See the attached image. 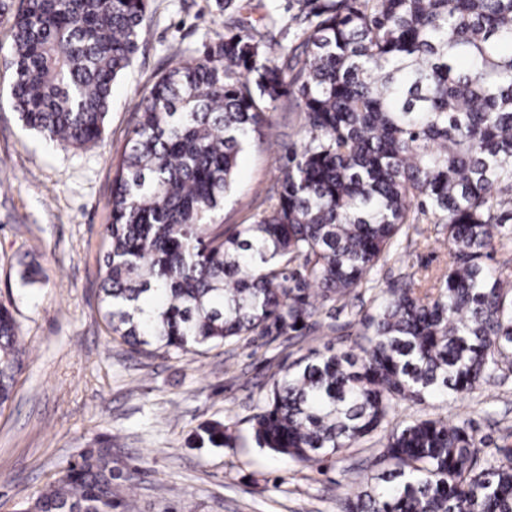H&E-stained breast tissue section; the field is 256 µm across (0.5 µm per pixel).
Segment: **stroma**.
<instances>
[{
    "mask_svg": "<svg viewBox=\"0 0 512 512\" xmlns=\"http://www.w3.org/2000/svg\"><path fill=\"white\" fill-rule=\"evenodd\" d=\"M223 30L216 0H150L139 52L112 89L103 138L76 150L45 142L11 111L10 32L0 20V305L13 313L27 351L15 398L0 409V512H18L102 441L121 470L116 500L134 497L138 512H340L341 497L386 467L375 437L305 466L258 447L249 422L280 367L311 349L353 346L357 315L373 308L371 292L359 290L346 307L321 315L315 333L266 345L245 338L165 355L131 350L106 329L100 231L137 105L161 71L198 55ZM268 119L275 136L242 153L225 224L249 223L265 208L280 157L303 138L294 99L281 98ZM28 262L41 270L32 286L19 275ZM447 267L440 226L418 224L374 277L385 290L408 273L433 280ZM401 416L472 417L481 435L497 439L512 428V372L466 398H430ZM208 420L230 425L233 447H189Z\"/></svg>",
    "mask_w": 512,
    "mask_h": 512,
    "instance_id": "1",
    "label": "stroma"
}]
</instances>
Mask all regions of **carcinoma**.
<instances>
[{
	"instance_id": "carcinoma-1",
	"label": "carcinoma",
	"mask_w": 512,
	"mask_h": 512,
	"mask_svg": "<svg viewBox=\"0 0 512 512\" xmlns=\"http://www.w3.org/2000/svg\"><path fill=\"white\" fill-rule=\"evenodd\" d=\"M149 0H0L10 22L13 111L65 148L102 137L112 87L138 50ZM256 24L225 0L224 33L143 95L112 179L102 302L138 350L186 354L252 337L306 336L369 282L395 238L443 224L448 269L375 295L355 349L286 365L252 418L258 447L317 465L377 431L388 464L341 512H512V433L475 420L391 419L430 396L469 395L512 372V284L488 264L512 241V0H294L291 44L263 0ZM293 96L304 136L250 224L224 227V199L267 112ZM25 349L0 307V408ZM230 426L193 448L230 447ZM112 461L92 451L23 508L114 512Z\"/></svg>"
}]
</instances>
